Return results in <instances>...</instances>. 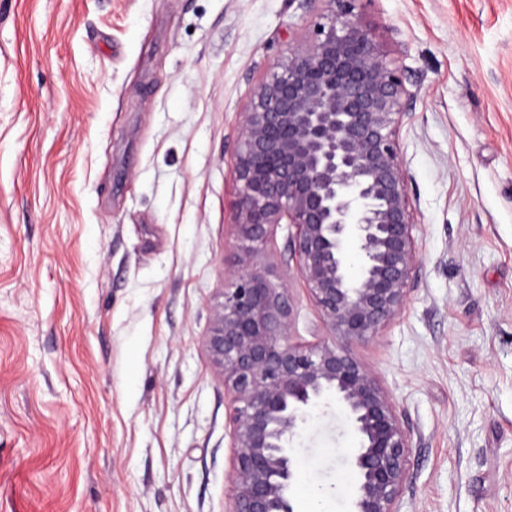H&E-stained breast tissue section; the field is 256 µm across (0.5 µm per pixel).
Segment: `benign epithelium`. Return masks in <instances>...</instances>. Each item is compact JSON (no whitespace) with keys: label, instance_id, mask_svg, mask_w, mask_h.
<instances>
[{"label":"benign epithelium","instance_id":"benign-epithelium-1","mask_svg":"<svg viewBox=\"0 0 512 512\" xmlns=\"http://www.w3.org/2000/svg\"><path fill=\"white\" fill-rule=\"evenodd\" d=\"M303 2L320 22L291 39L240 116L230 286L205 339L231 397L229 512H294V439L328 398L356 444L347 512H400L411 440L354 347L403 311L419 262L398 140L410 93L353 0ZM280 224L294 227L296 267L277 272L266 246ZM350 243L363 259L356 278ZM293 272L326 328L312 344L293 338Z\"/></svg>","mask_w":512,"mask_h":512}]
</instances>
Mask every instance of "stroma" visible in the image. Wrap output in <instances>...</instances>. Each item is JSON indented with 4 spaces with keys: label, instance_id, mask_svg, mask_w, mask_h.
<instances>
[{
    "label": "stroma",
    "instance_id": "obj_1",
    "mask_svg": "<svg viewBox=\"0 0 512 512\" xmlns=\"http://www.w3.org/2000/svg\"><path fill=\"white\" fill-rule=\"evenodd\" d=\"M410 93L420 261L356 347L412 448L400 512H512V0H356ZM301 0H0V512H229L205 347L235 237L240 114ZM293 333L325 329L292 279ZM334 405L296 512H344Z\"/></svg>",
    "mask_w": 512,
    "mask_h": 512
}]
</instances>
